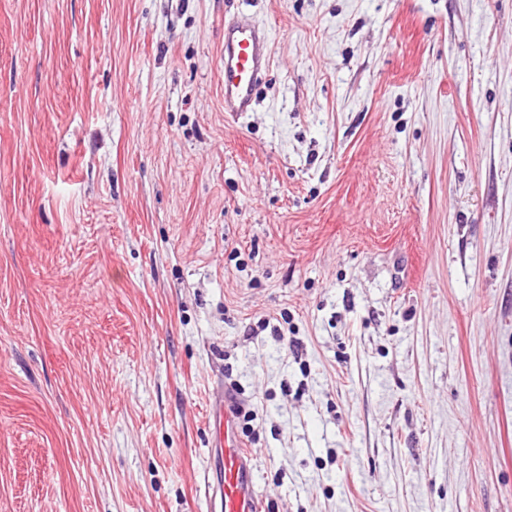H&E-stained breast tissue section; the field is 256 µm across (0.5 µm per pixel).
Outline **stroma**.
Masks as SVG:
<instances>
[{
    "mask_svg": "<svg viewBox=\"0 0 512 512\" xmlns=\"http://www.w3.org/2000/svg\"><path fill=\"white\" fill-rule=\"evenodd\" d=\"M224 385L265 512H512V0H0V512H209ZM270 32L246 13L224 25L225 112H251L256 91L271 64Z\"/></svg>",
    "mask_w": 512,
    "mask_h": 512,
    "instance_id": "obj_1",
    "label": "stroma"
}]
</instances>
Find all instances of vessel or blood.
I'll use <instances>...</instances> for the list:
<instances>
[{
  "mask_svg": "<svg viewBox=\"0 0 512 512\" xmlns=\"http://www.w3.org/2000/svg\"><path fill=\"white\" fill-rule=\"evenodd\" d=\"M271 64V35L246 13L224 27V109L252 111L257 88ZM214 463L203 475L204 495L214 512H263L257 491L255 460L246 448L230 396L209 402Z\"/></svg>",
  "mask_w": 512,
  "mask_h": 512,
  "instance_id": "1",
  "label": "vessel or blood"
}]
</instances>
